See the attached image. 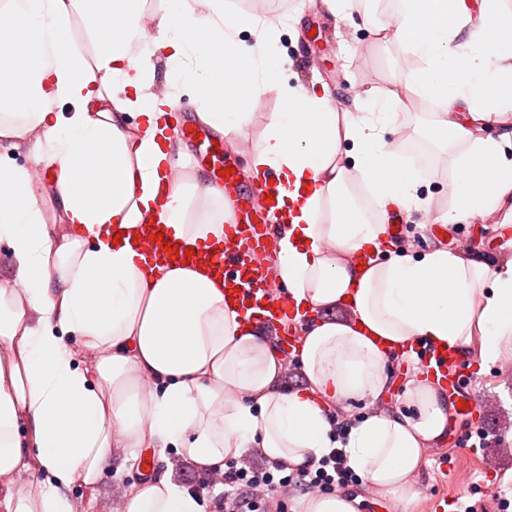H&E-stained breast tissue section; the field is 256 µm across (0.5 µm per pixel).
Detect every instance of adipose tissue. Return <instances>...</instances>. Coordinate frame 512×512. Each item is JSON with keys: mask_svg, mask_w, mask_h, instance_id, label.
I'll use <instances>...</instances> for the list:
<instances>
[{"mask_svg": "<svg viewBox=\"0 0 512 512\" xmlns=\"http://www.w3.org/2000/svg\"><path fill=\"white\" fill-rule=\"evenodd\" d=\"M16 2L0 0V137L40 130L67 230L44 224L27 170L0 164V242L23 284L0 288V512H77L74 487L95 491L124 448H172L203 471L254 448L291 470L338 445L373 490L411 493L424 448L448 428L443 390L413 374L397 408L353 420L338 444L331 411L383 399L390 361L415 344L464 350L476 340L486 362L512 350V260L444 245L384 250L389 206L472 224L512 198V92H498L512 89V14L500 0H481L475 14L467 0H401L379 27L420 62L402 90L439 106L430 134L453 154L450 203L439 209L397 139L402 90L369 92L364 111L340 113L328 94L287 83L270 55L281 19L224 0H166L148 20L142 0H37L29 15ZM160 49L175 77L156 94ZM227 84L238 95L223 107L215 96ZM186 87L198 119L231 144L265 88L284 104L268 113L248 172L275 179V209L289 214L270 270L298 310L305 389L284 386L286 360L258 310L225 303L204 270L150 267L134 250L164 187L166 223L186 243L223 239L232 219L222 188L165 174L159 136ZM61 100L77 111L61 117ZM133 112L144 118L136 131L125 121ZM491 124L497 136H483ZM501 215L512 227V211ZM366 251L375 258L359 266ZM333 307L343 319L323 318ZM120 512L204 505L158 467Z\"/></svg>", "mask_w": 512, "mask_h": 512, "instance_id": "adipose-tissue-1", "label": "adipose tissue"}]
</instances>
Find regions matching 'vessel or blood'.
<instances>
[{
	"instance_id": "vessel-or-blood-1",
	"label": "vessel or blood",
	"mask_w": 512,
	"mask_h": 512,
	"mask_svg": "<svg viewBox=\"0 0 512 512\" xmlns=\"http://www.w3.org/2000/svg\"><path fill=\"white\" fill-rule=\"evenodd\" d=\"M203 176L223 186L224 199L233 212L223 240L196 245L194 254H186L161 219L168 203V195L163 192L155 205L154 216L138 228V252L146 261L162 266L171 265L172 255H189L191 264L205 268L213 279L223 281L224 295L234 305L262 310L265 323L271 325L292 320L294 309L290 301L279 295L273 281L263 278L269 246L265 219L269 201L243 193L236 177L219 175L217 168L204 170ZM158 232L164 235L160 245L149 240L150 235ZM169 246L174 249L170 255L165 252ZM417 354L418 369L434 378L449 399L464 402L466 414L478 411L480 402L464 371L462 351L455 347L423 345L418 347Z\"/></svg>"
}]
</instances>
